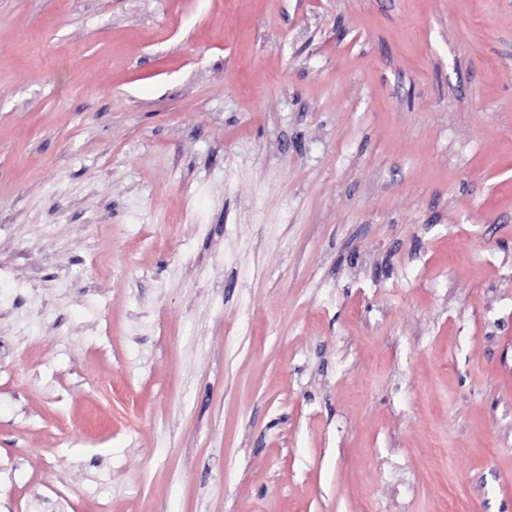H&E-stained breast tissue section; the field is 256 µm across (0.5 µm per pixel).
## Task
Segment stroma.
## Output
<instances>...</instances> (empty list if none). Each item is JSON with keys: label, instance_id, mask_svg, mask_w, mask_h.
Returning a JSON list of instances; mask_svg holds the SVG:
<instances>
[{"label": "stroma", "instance_id": "obj_1", "mask_svg": "<svg viewBox=\"0 0 512 512\" xmlns=\"http://www.w3.org/2000/svg\"><path fill=\"white\" fill-rule=\"evenodd\" d=\"M0 512H512V0H0Z\"/></svg>", "mask_w": 512, "mask_h": 512}]
</instances>
